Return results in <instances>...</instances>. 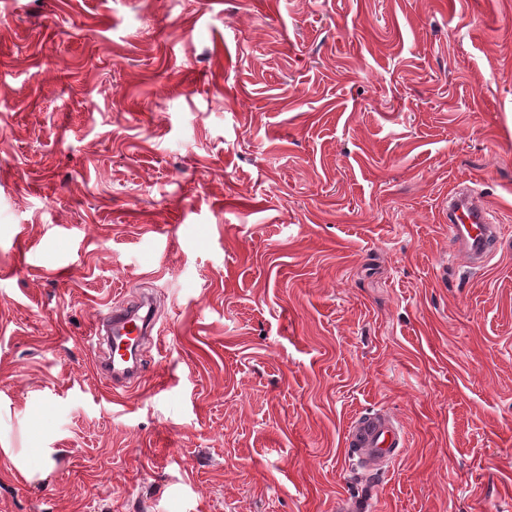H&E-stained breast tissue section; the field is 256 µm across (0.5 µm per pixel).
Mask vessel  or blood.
<instances>
[{
  "mask_svg": "<svg viewBox=\"0 0 512 512\" xmlns=\"http://www.w3.org/2000/svg\"><path fill=\"white\" fill-rule=\"evenodd\" d=\"M444 208L448 212V240L453 251L463 254L473 266H484L498 250L502 238L499 226L490 219L480 197L469 184L460 183L449 193ZM155 327L151 298L108 308L94 328L95 335H110L115 348L112 361L101 363V371L116 382L134 379L140 361L122 352L121 347L133 339H151ZM404 442L401 425L381 411L354 419L346 433L349 457L367 469L392 464Z\"/></svg>",
  "mask_w": 512,
  "mask_h": 512,
  "instance_id": "1",
  "label": "vessel or blood"
}]
</instances>
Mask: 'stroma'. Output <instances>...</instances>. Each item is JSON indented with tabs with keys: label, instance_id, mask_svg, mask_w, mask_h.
I'll list each match as a JSON object with an SVG mask.
<instances>
[{
	"label": "stroma",
	"instance_id": "obj_1",
	"mask_svg": "<svg viewBox=\"0 0 512 512\" xmlns=\"http://www.w3.org/2000/svg\"><path fill=\"white\" fill-rule=\"evenodd\" d=\"M142 295L113 389L89 336ZM367 494L512 512V0H0V512ZM444 208L448 210V240L453 251L463 254L473 267H483L502 238L480 197L469 184L459 183L448 194ZM155 327V307L151 297L139 298L120 308L108 307L107 311L100 315L94 328V336L91 338V342L95 339L100 341L99 335H112L109 336L114 349L112 366L103 360L100 362L101 371L110 376L114 383L134 379L140 370V351L137 352L136 358L135 352L137 348H141L137 346L131 358L130 340L151 339ZM123 343L126 352H121ZM404 442L402 426L383 411L359 416L350 423L346 433L350 459L355 466L366 469L392 464Z\"/></svg>",
	"mask_w": 512,
	"mask_h": 512
}]
</instances>
